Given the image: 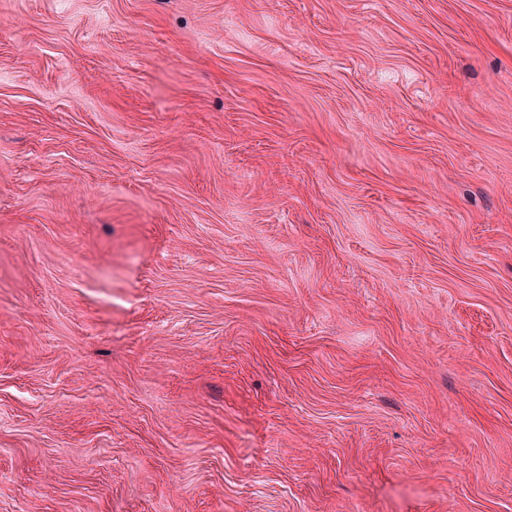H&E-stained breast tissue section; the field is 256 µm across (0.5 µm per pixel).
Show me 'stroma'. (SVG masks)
<instances>
[{"mask_svg": "<svg viewBox=\"0 0 512 512\" xmlns=\"http://www.w3.org/2000/svg\"><path fill=\"white\" fill-rule=\"evenodd\" d=\"M0 512H512V0H0Z\"/></svg>", "mask_w": 512, "mask_h": 512, "instance_id": "stroma-1", "label": "stroma"}]
</instances>
